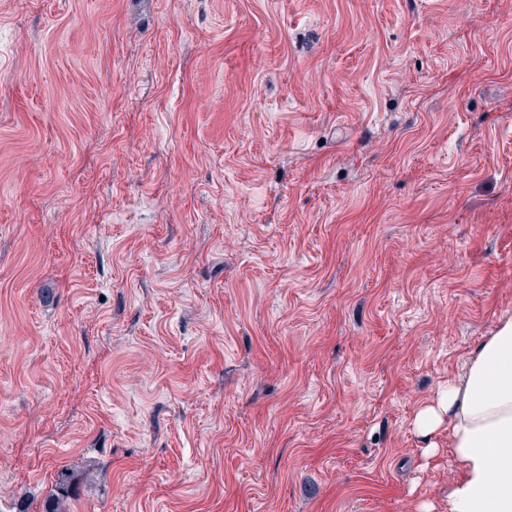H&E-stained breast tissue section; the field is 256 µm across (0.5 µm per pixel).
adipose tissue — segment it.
Masks as SVG:
<instances>
[{
    "instance_id": "ef3b65f1",
    "label": "adipose tissue",
    "mask_w": 512,
    "mask_h": 512,
    "mask_svg": "<svg viewBox=\"0 0 512 512\" xmlns=\"http://www.w3.org/2000/svg\"><path fill=\"white\" fill-rule=\"evenodd\" d=\"M429 450L440 434L458 472L448 512H512V317L502 319L416 415Z\"/></svg>"
}]
</instances>
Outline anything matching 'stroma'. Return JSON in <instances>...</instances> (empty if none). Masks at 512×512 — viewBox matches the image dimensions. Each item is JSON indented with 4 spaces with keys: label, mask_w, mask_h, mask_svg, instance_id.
<instances>
[{
    "label": "stroma",
    "mask_w": 512,
    "mask_h": 512,
    "mask_svg": "<svg viewBox=\"0 0 512 512\" xmlns=\"http://www.w3.org/2000/svg\"><path fill=\"white\" fill-rule=\"evenodd\" d=\"M510 315L512 0H0V512H448ZM70 479V476L63 471L58 475L56 489L45 500L42 512H69L67 502L72 490Z\"/></svg>",
    "instance_id": "1"
}]
</instances>
